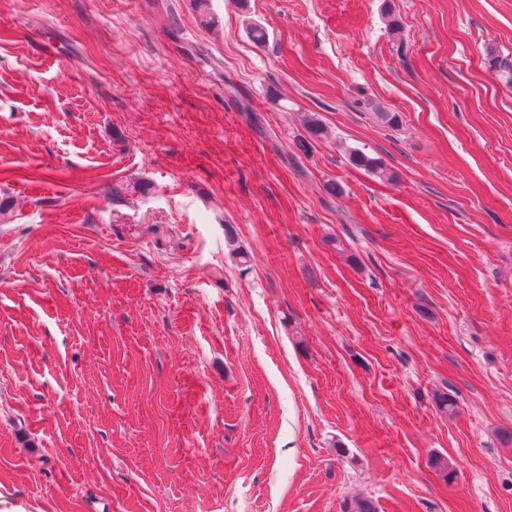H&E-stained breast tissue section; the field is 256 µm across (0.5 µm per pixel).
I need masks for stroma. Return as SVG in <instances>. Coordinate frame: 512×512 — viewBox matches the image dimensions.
<instances>
[{
    "label": "stroma",
    "mask_w": 512,
    "mask_h": 512,
    "mask_svg": "<svg viewBox=\"0 0 512 512\" xmlns=\"http://www.w3.org/2000/svg\"><path fill=\"white\" fill-rule=\"evenodd\" d=\"M0 200L5 506L512 512V0H0ZM350 159L354 165L364 168L380 179L386 181H394L395 179L394 173L385 167L379 158L370 157L360 150H353L350 153Z\"/></svg>",
    "instance_id": "obj_1"
}]
</instances>
